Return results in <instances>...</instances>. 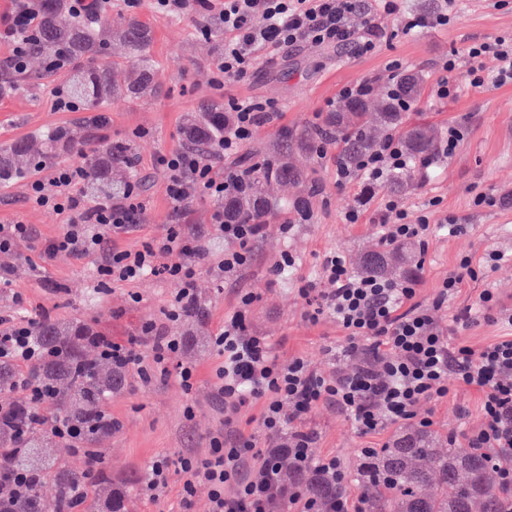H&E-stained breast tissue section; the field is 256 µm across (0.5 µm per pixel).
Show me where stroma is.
Masks as SVG:
<instances>
[{
  "mask_svg": "<svg viewBox=\"0 0 512 512\" xmlns=\"http://www.w3.org/2000/svg\"><path fill=\"white\" fill-rule=\"evenodd\" d=\"M105 8L112 25L136 17L150 27L159 84L155 97L113 101L105 110L107 125L87 142L91 149L109 142L131 143L132 169L147 181L138 226L112 234L111 240L117 247L133 249L142 241L165 238L172 225H187L209 248V260L200 265L196 282L202 313L195 321L165 322L163 311L174 286L157 276L98 287V255L75 259L61 254L43 260L42 243L63 233L66 219L27 203V182L21 179L0 184V225L29 224L34 237L0 254V266L10 269L12 281L11 287L0 288V316L76 318L95 324L115 339L138 335L145 322L156 321L165 323L169 335L193 338V345L177 357L178 362L198 369L191 390L182 388L174 371L154 373L147 383L133 373L127 387L110 399L109 410L120 428L103 446L114 481H122L131 472L147 474L150 462L158 456L205 455L210 434L223 428L224 413L215 401V369L221 358L212 338L223 327L225 316L237 310L240 290L256 294L250 329L268 338L281 361L300 356L322 373L351 369L352 361L343 352L342 329L330 317L309 323L297 288L301 281L318 280L321 261L330 252L340 253L352 271H359L360 256L381 245L377 213L387 195H398L410 219L429 217L428 249L415 269L424 303L432 302L441 281L462 256L477 259L493 250L505 256L495 270L465 279L459 292L437 311L436 318L450 342L482 345L512 332L511 326L490 322L476 310L487 288L495 289L500 306L512 310V84L465 82L455 97L447 99L434 98L430 92L446 56L457 55L464 72L470 66L465 48L512 34V0H456L454 23L397 36L372 54L308 44L284 48L272 60H259L250 77L226 83L220 91L211 86L210 77L221 34L200 36L192 17L161 14L153 0H139L133 8L124 0H107ZM395 59L404 70L419 73L425 88L422 109L409 113V123L434 126L442 135L449 126L462 127L464 138L457 152L449 158L437 157L423 179L405 182L402 191H393L387 182L366 201L361 198V182L339 185L335 146L308 155V174L319 186L310 200L311 220L295 223L291 211L280 209L270 217L250 266L232 275L218 272L214 262L224 254V240L211 225L216 201L198 192L177 202L166 191L168 173L162 159L185 148V117L211 105L227 106L232 99L274 102L279 119L259 126L245 148L257 162L281 147L286 132L303 131L336 111L343 86L370 78L374 91L384 90L390 75L388 64ZM15 79L16 90L0 97V144L42 130L84 127L87 112H60L54 107L53 91L62 86V74L39 75L30 66ZM479 194L487 197V204L475 205ZM433 199L438 202L434 208L429 205ZM356 204L362 211L360 221L347 223L345 213ZM448 216L466 225V233L449 235L444 222ZM284 224L290 227L285 234L280 231ZM285 252L294 257V266L281 276L272 275L273 264ZM135 294L140 297L136 303L131 300ZM188 406L194 410L190 418L184 414ZM434 417L436 431L455 432L457 446L467 447L468 432L482 421L478 393L466 387L451 390L435 406ZM308 425L317 436V453L339 458L349 472L361 448L382 447L395 432L390 426L360 435L351 417L328 404L313 412ZM180 490L181 476L172 474L167 488L137 495L134 512H208L206 487L197 488L187 507L181 503Z\"/></svg>",
  "mask_w": 512,
  "mask_h": 512,
  "instance_id": "35a3bbf8",
  "label": "stroma"
}]
</instances>
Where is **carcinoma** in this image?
I'll use <instances>...</instances> for the list:
<instances>
[{
    "instance_id": "carcinoma-1",
    "label": "carcinoma",
    "mask_w": 512,
    "mask_h": 512,
    "mask_svg": "<svg viewBox=\"0 0 512 512\" xmlns=\"http://www.w3.org/2000/svg\"><path fill=\"white\" fill-rule=\"evenodd\" d=\"M27 7L36 19L27 45L28 62L43 71L63 73L67 96L83 109L99 112L114 100L157 95L152 33L144 22L131 18L114 34L106 20L93 24L87 17L73 15L68 0H29ZM114 41L124 62L113 65L104 58ZM398 83L399 95L348 101L312 129L296 137L285 135V141L305 153L316 151L322 143H334L339 148L337 159L347 165L356 164L390 135L399 136L416 160L434 156L438 148L435 129L407 122V112L423 95L422 79L403 74ZM231 122L230 113L211 106L187 118L183 135L192 146L208 147L224 136ZM73 149L74 136L66 128L0 146V183L24 177L53 152ZM84 158L90 189L103 198L120 199L129 179H114L112 171L131 168L129 145L112 142ZM288 184L302 188L289 201L295 220L308 221L310 198L318 186L286 151L250 169L248 177L225 194L224 220L267 223L275 201L273 189ZM413 259V250L404 245L367 253L361 267L368 275L401 279L410 272ZM31 333L33 343L49 351V356L23 367L0 360V393L16 395L0 404V512H94L96 507L128 512L142 478L129 476L116 486L99 444L120 428L112 421L106 401L125 388L129 368L115 366L102 356V333L86 323L39 319L33 321ZM34 386L49 392L46 414L19 396ZM59 422L80 430L79 438L66 443L83 449L84 468L75 469L55 455L60 438L54 426ZM282 461L289 483L303 485L323 498L343 492L341 485L320 471L298 469L286 457ZM510 466L512 454L503 450L461 449L454 443L443 448L432 431H399L385 447L361 454L355 486L362 512H512V489L496 479ZM15 471L29 476L22 489L10 486ZM49 482L56 487L51 502L42 494Z\"/></svg>"
}]
</instances>
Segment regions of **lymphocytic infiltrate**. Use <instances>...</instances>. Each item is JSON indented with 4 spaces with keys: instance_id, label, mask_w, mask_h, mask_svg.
<instances>
[{
    "instance_id": "obj_1",
    "label": "lymphocytic infiltrate",
    "mask_w": 512,
    "mask_h": 512,
    "mask_svg": "<svg viewBox=\"0 0 512 512\" xmlns=\"http://www.w3.org/2000/svg\"><path fill=\"white\" fill-rule=\"evenodd\" d=\"M362 0H155L157 9L173 14L195 12L211 15L224 32V47L212 73L211 84L248 77L262 48H284L300 43L316 47L353 48L374 53L388 40L389 27L408 34L419 28L447 26V9L434 15L400 14L395 0H379L377 10L362 11ZM364 12L362 27L350 18ZM471 62L465 78L483 84L481 62L495 61L494 82L512 83V37H498L470 45ZM234 121L214 144L208 156L181 150L165 158L167 193L174 201L198 189L222 200L240 180L224 172L222 160L238 155L262 123L278 117L274 103L236 102ZM410 166L400 140L392 137L354 166L339 165L338 182L360 178L365 191L383 183L394 172ZM83 168L57 167L50 180L31 179L27 199L37 208L66 216V231L46 241V258L65 254L81 258L100 254L97 267L101 283H131L153 274L174 284L165 316L176 322L187 317L197 304L198 264L206 255L201 239L172 227L161 240L144 241L134 249L109 247L106 233L125 230L139 222L143 203L138 188H131L121 201L99 199L87 202L82 186ZM212 225L224 239L220 271L233 274L248 266L255 243L266 227L246 222L228 223L223 210H216ZM382 241L395 245L423 239L429 229L427 216L409 221L404 204L387 198L381 204ZM501 256L486 253L481 261L460 259L439 285L432 304L417 300L418 282L406 277L354 274L345 258L328 253L322 261L325 288L303 283L298 293L309 306L308 319L318 323L333 316L346 337L344 351L354 361L351 372L325 376L311 370L302 357L281 362L266 337L251 335L245 311L256 300L254 293L240 297L239 309L225 318L213 343L224 363L215 372L216 394L224 405V427L212 433L205 456H182L178 461L159 457L149 465V490L167 487L172 467L182 473L181 495L190 501L198 486L209 491V512H273L278 492L276 475L280 451H287L302 468L332 473L338 481L346 474L338 458L315 452V439L305 427L319 405L335 403L354 421L360 434L371 435L394 424H411L428 430L434 424V406L447 398L451 388L464 386L481 396L482 423L471 430L474 448H512V335L500 336L476 347L468 342L449 343L434 312L460 288L465 277L496 268ZM31 322L26 318L0 317V358L26 364L42 356L31 340ZM185 344L182 337L168 335L156 323H145L139 335L124 341L105 338L104 350L116 366H137L142 380H150L154 368L167 369ZM150 364H143V357ZM260 404L259 423L270 438L287 435L283 448L259 450L253 436L238 426L242 407Z\"/></svg>"
}]
</instances>
